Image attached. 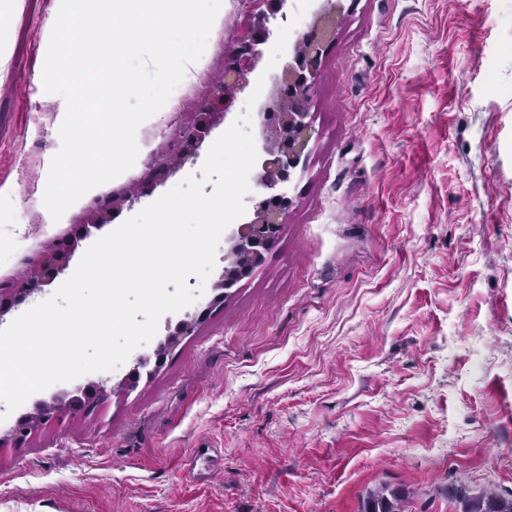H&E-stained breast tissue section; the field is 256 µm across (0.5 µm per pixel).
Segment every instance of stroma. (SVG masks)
Returning a JSON list of instances; mask_svg holds the SVG:
<instances>
[{
  "mask_svg": "<svg viewBox=\"0 0 512 512\" xmlns=\"http://www.w3.org/2000/svg\"><path fill=\"white\" fill-rule=\"evenodd\" d=\"M60 0H0V286L78 238L71 259L189 176L278 73L312 18L288 0L248 87L193 162L152 170L210 102L262 0H222L206 50L137 129L134 166L60 220L43 204L61 116L42 74ZM313 95L315 134L265 263L165 314L201 315L152 377L126 359L98 413L93 372L32 395L64 425L0 449V512H359L379 482L406 512H458V487L512 493V0H345ZM139 192L134 205L125 193ZM113 207L83 232L92 210ZM0 402V433L17 415ZM222 465L190 468L199 442Z\"/></svg>",
  "mask_w": 512,
  "mask_h": 512,
  "instance_id": "1",
  "label": "stroma"
}]
</instances>
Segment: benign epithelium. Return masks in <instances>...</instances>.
Listing matches in <instances>:
<instances>
[{"instance_id":"7a95c632","label":"benign epithelium","mask_w":512,"mask_h":512,"mask_svg":"<svg viewBox=\"0 0 512 512\" xmlns=\"http://www.w3.org/2000/svg\"><path fill=\"white\" fill-rule=\"evenodd\" d=\"M288 0H263L265 9L257 12L246 34L234 41L227 53L224 79L214 90L211 102L199 110L196 120L183 131L178 153L159 170L166 173L194 161L211 128L224 118L236 93L248 81L262 57L261 45L272 36L274 21L286 22ZM344 10L343 0H321L314 12L308 30L297 39V49L292 60L284 65L274 78V94L267 109L273 114V122L262 131L261 170L257 176L259 187L252 199L249 220L237 226L229 238L224 252V274L216 284L228 288L234 280L251 273L265 261V254L275 241L282 224L285 223L292 200L284 191V185L308 152L313 125L309 102L321 74L327 51L336 36V15ZM82 236L75 237L71 244L57 249L43 262L15 281L8 293L0 292V318L11 308L12 303L22 301L35 293L48 281L63 271ZM197 318L187 317L179 323L177 331L168 336L155 354L162 358L179 344L181 337L191 336L196 329ZM65 405H43L37 422H58ZM32 431V424L20 420L8 432L0 435L1 448H16Z\"/></svg>"}]
</instances>
